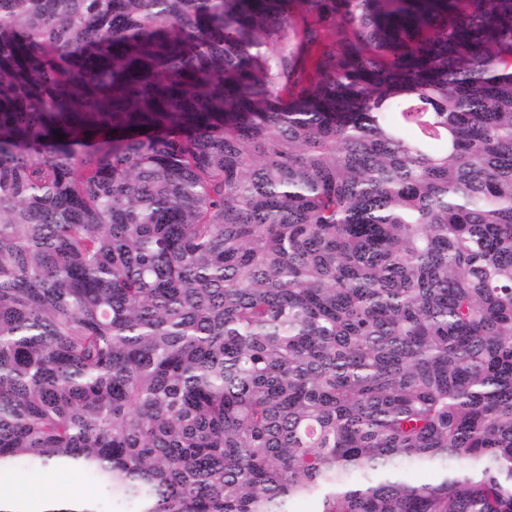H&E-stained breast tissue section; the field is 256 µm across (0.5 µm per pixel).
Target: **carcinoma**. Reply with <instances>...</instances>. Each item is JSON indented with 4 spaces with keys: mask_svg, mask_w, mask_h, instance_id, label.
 I'll return each mask as SVG.
<instances>
[{
    "mask_svg": "<svg viewBox=\"0 0 512 512\" xmlns=\"http://www.w3.org/2000/svg\"><path fill=\"white\" fill-rule=\"evenodd\" d=\"M52 461L512 512V0H0V474Z\"/></svg>",
    "mask_w": 512,
    "mask_h": 512,
    "instance_id": "carcinoma-1",
    "label": "carcinoma"
}]
</instances>
